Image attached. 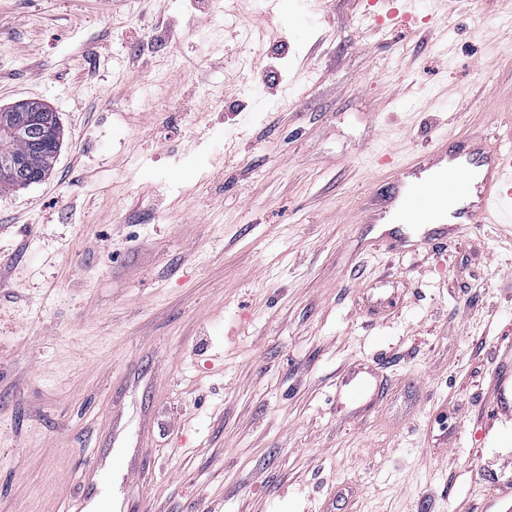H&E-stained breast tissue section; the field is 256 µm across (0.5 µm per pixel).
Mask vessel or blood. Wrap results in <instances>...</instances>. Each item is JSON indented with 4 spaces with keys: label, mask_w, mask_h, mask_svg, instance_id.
Wrapping results in <instances>:
<instances>
[{
    "label": "vessel or blood",
    "mask_w": 512,
    "mask_h": 512,
    "mask_svg": "<svg viewBox=\"0 0 512 512\" xmlns=\"http://www.w3.org/2000/svg\"><path fill=\"white\" fill-rule=\"evenodd\" d=\"M403 213L429 217L417 238L399 239V246L410 252L427 248L467 224H511L512 144L440 135L428 151L398 167L390 189L370 199L365 221L376 225ZM344 385L356 402L371 397L375 389L373 380L360 373L348 375ZM105 472L100 459L90 460L81 502L98 495Z\"/></svg>",
    "instance_id": "vessel-or-blood-1"
}]
</instances>
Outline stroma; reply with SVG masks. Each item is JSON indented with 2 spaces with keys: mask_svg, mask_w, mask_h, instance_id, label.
<instances>
[{
  "mask_svg": "<svg viewBox=\"0 0 512 512\" xmlns=\"http://www.w3.org/2000/svg\"><path fill=\"white\" fill-rule=\"evenodd\" d=\"M367 4L157 0L155 26L143 0H0V108L62 130L0 193V512H66L116 452L120 512L512 494V226L404 254L361 210L384 152L496 140L512 0H415L416 32ZM351 369L384 378L371 406ZM27 101L28 100H21L16 102L12 107L11 111L14 113L16 127L22 130H25L31 127V125H33L32 122L36 120L37 112H53L50 108L46 106L41 107L43 104H41L38 101H31V104L34 105V109L30 106L29 102ZM346 393L354 402H363L365 399L374 395V381L360 373L348 375L344 380Z\"/></svg>",
  "mask_w": 512,
  "mask_h": 512,
  "instance_id": "1",
  "label": "stroma"
}]
</instances>
